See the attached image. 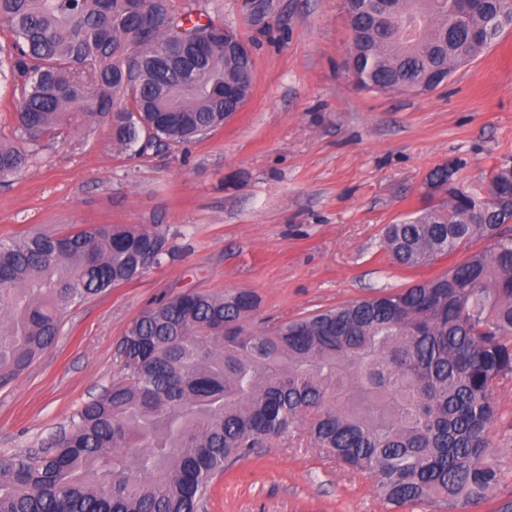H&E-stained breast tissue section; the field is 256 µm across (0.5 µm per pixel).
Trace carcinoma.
Listing matches in <instances>:
<instances>
[{"label": "carcinoma", "mask_w": 512, "mask_h": 512, "mask_svg": "<svg viewBox=\"0 0 512 512\" xmlns=\"http://www.w3.org/2000/svg\"><path fill=\"white\" fill-rule=\"evenodd\" d=\"M0 0L17 50L18 138L93 124L132 159L224 126L254 60L224 24L172 0ZM353 85L425 94L512 27V0H347ZM30 154L0 138V177ZM497 200L482 205L485 194ZM512 169L455 187L391 224L417 268L474 239L490 247L411 288L274 326L258 294L186 291L145 309L117 348V382L46 455L0 457V512H199L212 480L285 432L368 473L392 507L466 512L499 485L492 388L512 374ZM169 254L157 224H97L0 244V387L56 338L65 310Z\"/></svg>", "instance_id": "cac0c4a2"}]
</instances>
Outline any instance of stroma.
Instances as JSON below:
<instances>
[{
    "label": "stroma",
    "mask_w": 512,
    "mask_h": 512,
    "mask_svg": "<svg viewBox=\"0 0 512 512\" xmlns=\"http://www.w3.org/2000/svg\"><path fill=\"white\" fill-rule=\"evenodd\" d=\"M253 46L239 112L194 143L129 159L95 125L30 146L0 178V242L89 224H157L171 249L132 282L71 306L54 342L0 388V457L52 446L118 377L117 345L142 310L186 290L257 292L276 323L441 275L487 248L472 241L407 269L387 225L421 208L448 167L471 189L512 168V27L425 95L354 88L345 0H208ZM491 429L506 475L468 512L512 503V375L493 388ZM205 512H388L369 474L306 436L284 437L218 477Z\"/></svg>",
    "instance_id": "obj_1"
}]
</instances>
